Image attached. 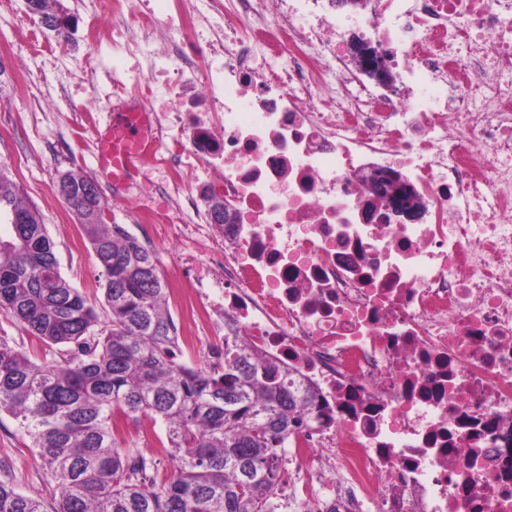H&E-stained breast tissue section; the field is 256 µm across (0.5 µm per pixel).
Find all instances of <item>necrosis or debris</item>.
<instances>
[{
	"label": "necrosis or debris",
	"mask_w": 512,
	"mask_h": 512,
	"mask_svg": "<svg viewBox=\"0 0 512 512\" xmlns=\"http://www.w3.org/2000/svg\"><path fill=\"white\" fill-rule=\"evenodd\" d=\"M100 7L112 25L86 38L122 52L114 93L147 82L152 164L200 245L178 264L187 315L326 414L289 442L283 512H512V0H366L393 92L352 61L337 0ZM160 23L177 39L154 48ZM194 161L222 164L227 224L201 218ZM376 167L424 198L417 217L368 190Z\"/></svg>",
	"instance_id": "necrosis-or-debris-1"
}]
</instances>
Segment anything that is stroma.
I'll use <instances>...</instances> for the list:
<instances>
[{"label": "stroma", "mask_w": 512, "mask_h": 512, "mask_svg": "<svg viewBox=\"0 0 512 512\" xmlns=\"http://www.w3.org/2000/svg\"><path fill=\"white\" fill-rule=\"evenodd\" d=\"M61 2L71 18L64 37L46 29L26 0H0V164L7 167L24 200L40 213L61 275L91 305L103 303L98 265L56 188L59 176L69 171L97 183L108 205L106 223L122 225L152 249L168 289L178 288L182 280L176 263L198 243L191 233L144 219L141 211L145 203L158 209L169 204V175L144 166L118 190L96 165L95 132L111 118L110 75L125 62L113 55L109 44L90 47L85 30L92 20L111 26L112 18L96 11V0ZM126 427V445L152 458L160 474H171L174 464L162 426H154L148 437L134 422ZM0 464L20 492L53 501L54 481L5 414L0 415Z\"/></svg>", "instance_id": "stroma-1"}]
</instances>
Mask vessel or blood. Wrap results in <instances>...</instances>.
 I'll list each match as a JSON object with an SVG mask.
<instances>
[{"label": "vessel or blood", "mask_w": 512, "mask_h": 512, "mask_svg": "<svg viewBox=\"0 0 512 512\" xmlns=\"http://www.w3.org/2000/svg\"><path fill=\"white\" fill-rule=\"evenodd\" d=\"M154 140L150 117L140 109L119 110L96 132V164L113 187L126 186L144 157L146 144Z\"/></svg>", "instance_id": "vessel-or-blood-1"}]
</instances>
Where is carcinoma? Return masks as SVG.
<instances>
[{
  "label": "carcinoma",
  "mask_w": 512,
  "mask_h": 512,
  "mask_svg": "<svg viewBox=\"0 0 512 512\" xmlns=\"http://www.w3.org/2000/svg\"><path fill=\"white\" fill-rule=\"evenodd\" d=\"M29 2L48 30L68 31L63 6ZM60 180L104 280L106 321L62 277L36 208L0 166V314L45 353L33 359L0 332V413L58 490L48 505L0 472V512H278L282 452L312 422L291 372L227 337L224 363L187 364L154 251L105 223L92 180ZM14 212L27 223H10ZM121 418L162 425L171 476L122 447L113 428Z\"/></svg>",
  "instance_id": "cac0c4a2"
}]
</instances>
